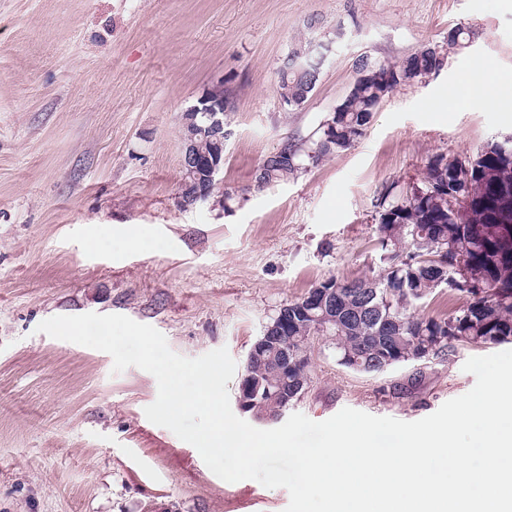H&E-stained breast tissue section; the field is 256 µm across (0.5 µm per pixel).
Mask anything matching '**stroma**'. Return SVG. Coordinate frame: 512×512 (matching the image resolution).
Masks as SVG:
<instances>
[{"label":"stroma","instance_id":"obj_1","mask_svg":"<svg viewBox=\"0 0 512 512\" xmlns=\"http://www.w3.org/2000/svg\"><path fill=\"white\" fill-rule=\"evenodd\" d=\"M454 26L468 37L450 49ZM318 41L332 52L314 96L288 110L279 68ZM425 47L442 66L387 94L354 147L257 186L263 159L311 137L346 95L358 56L396 63ZM480 60L512 81V0H0V512H285L286 489L220 479L146 418L153 375L113 373L109 354L37 327L121 314L185 357L227 348L237 396L283 305L380 274L387 188L419 182L434 155L472 159L512 137V100L468 104ZM220 79L235 99L223 182L184 208L183 114ZM130 224L145 247L127 245ZM497 351L465 344L375 374L318 339L291 410L416 421L472 389L468 358Z\"/></svg>","mask_w":512,"mask_h":512}]
</instances>
